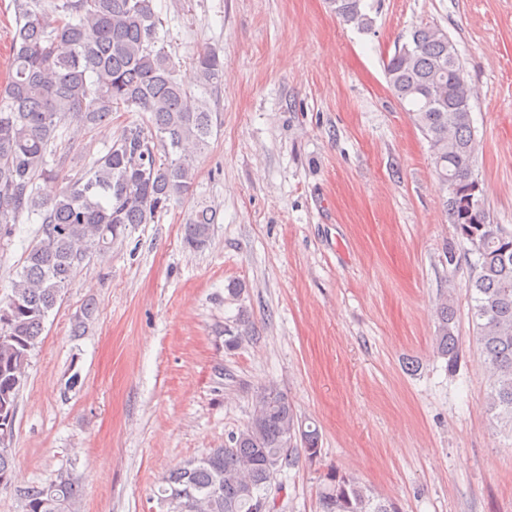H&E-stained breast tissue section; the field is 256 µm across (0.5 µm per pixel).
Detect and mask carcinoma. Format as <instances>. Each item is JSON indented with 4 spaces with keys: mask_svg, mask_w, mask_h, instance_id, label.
Masks as SVG:
<instances>
[{
    "mask_svg": "<svg viewBox=\"0 0 512 512\" xmlns=\"http://www.w3.org/2000/svg\"><path fill=\"white\" fill-rule=\"evenodd\" d=\"M15 31L0 84V239L21 216L37 217L40 239L26 249L11 292L0 299V411H14L30 353L61 292L86 260L104 256L128 228L148 224L193 184L194 161L220 127L204 100H191L164 49L154 0H12ZM336 17L359 28L371 18L365 0H329ZM199 87H216L224 63L210 52L193 58ZM388 84L429 145L450 223L477 256L469 283L470 317L493 380L490 409L512 430V231L494 223L485 199L466 190L478 180L472 89L455 44L438 26L410 33L385 66ZM150 113L131 124L77 175L62 173L59 135L75 142L121 109ZM56 158L50 164L48 158ZM40 179H59L51 197ZM217 211L199 204L183 224L184 246L207 247ZM456 310L437 308L436 351L448 370L460 357ZM317 429H304L288 396L270 384L255 396L247 426L169 474L160 502L182 494L176 512H263L274 476L299 455L320 454ZM14 462L0 448V487ZM77 483L59 477L23 491L25 512H74ZM320 512H399L396 504L337 471L326 474Z\"/></svg>",
    "mask_w": 512,
    "mask_h": 512,
    "instance_id": "1",
    "label": "carcinoma"
}]
</instances>
